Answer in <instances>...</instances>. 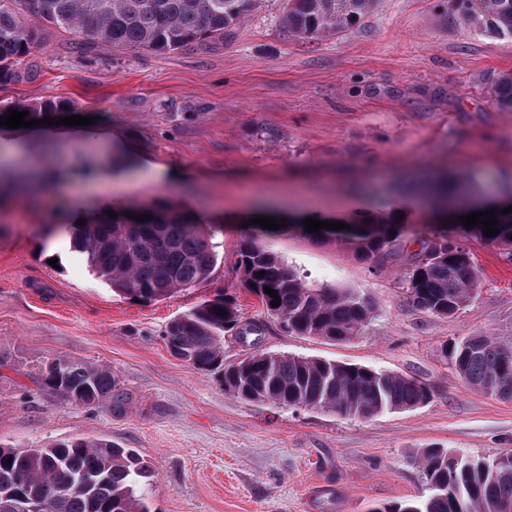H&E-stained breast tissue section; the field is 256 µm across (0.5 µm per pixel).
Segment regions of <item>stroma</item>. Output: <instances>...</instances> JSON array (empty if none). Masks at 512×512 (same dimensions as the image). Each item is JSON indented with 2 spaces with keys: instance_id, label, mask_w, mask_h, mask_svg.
Returning a JSON list of instances; mask_svg holds the SVG:
<instances>
[{
  "instance_id": "35a3bbf8",
  "label": "stroma",
  "mask_w": 512,
  "mask_h": 512,
  "mask_svg": "<svg viewBox=\"0 0 512 512\" xmlns=\"http://www.w3.org/2000/svg\"><path fill=\"white\" fill-rule=\"evenodd\" d=\"M35 73L0 82V101L61 102L88 126L0 127V179L17 163L56 162L73 198L0 204V446L83 437L133 449L152 468L151 512H371L421 495L425 450L493 458L512 452V402L467 386L445 353L454 340L512 325V260L467 240L479 292L449 318L423 313L400 285L406 262L381 271L335 236L261 232L306 281L357 288L376 313L347 342L268 324L259 348L368 366L429 384L432 399L369 419L247 402L216 374L174 357L166 325L228 291L244 317L261 304L234 274L251 198L303 187L329 214L402 208L433 218L401 189L410 170L453 177L479 196L512 194V107L494 100L512 74V37L447 21L438 0H377L361 24L313 41L288 36L278 0L223 40L166 54L98 45L78 52L49 31ZM179 165L181 188L165 168ZM131 184L138 205L174 203L214 227L207 281L152 302L97 278L57 225L76 223L90 182ZM109 368L126 401L80 406L45 393L50 362Z\"/></svg>"
}]
</instances>
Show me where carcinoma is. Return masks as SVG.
<instances>
[{
  "instance_id": "cac0c4a2",
  "label": "carcinoma",
  "mask_w": 512,
  "mask_h": 512,
  "mask_svg": "<svg viewBox=\"0 0 512 512\" xmlns=\"http://www.w3.org/2000/svg\"><path fill=\"white\" fill-rule=\"evenodd\" d=\"M376 0H280V23L300 40L339 34L355 26ZM448 17L497 36L512 35V0H449ZM263 0H0V78L29 68L28 57L44 46L49 27L77 37L79 45L106 44L129 52L169 53L189 44L224 39V30L260 8ZM496 100L512 107V77L499 81ZM63 108L53 102L0 103L41 120ZM512 200L492 206L499 233L461 227L463 237L492 244L512 260ZM150 215L144 222L128 214ZM395 234H389V231ZM73 249L112 290L137 300L156 301L205 282L217 259L214 231L173 204L134 207L112 218L100 213L82 224H62ZM344 243L375 268L405 251L400 282L416 309L450 317L478 293L479 272L470 253L446 229L423 233L391 216L348 224ZM236 275L257 296L262 311L244 318L237 295L228 292L199 303L171 320L164 331L171 354L199 373L219 371L224 389L248 402L319 408L345 417L371 418L428 402L433 389L411 376L350 363L292 354L252 352L228 362L224 337L242 342L259 336L269 322L298 335L343 342L362 334L375 316L370 298L356 289L330 288L301 279L279 256L246 232L236 247ZM276 291L280 305L264 287ZM458 376L472 389L512 401V339L465 336L449 355ZM45 391L76 404L102 400L119 407L112 371L84 363L63 365L61 377L45 372ZM429 494L376 507L371 512H512V454L491 460L453 458L443 449L425 454ZM145 466L129 448L108 440L73 438L41 448L0 446V512L22 497L43 502L51 512H150L141 491Z\"/></svg>"
}]
</instances>
